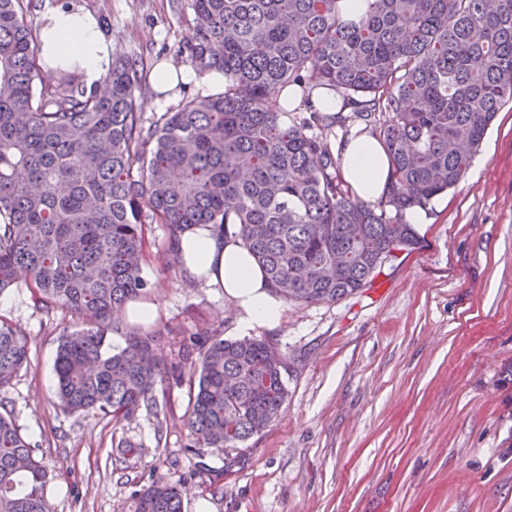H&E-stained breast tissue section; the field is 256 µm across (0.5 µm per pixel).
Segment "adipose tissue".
I'll return each instance as SVG.
<instances>
[{
    "instance_id": "ef3b65f1",
    "label": "adipose tissue",
    "mask_w": 512,
    "mask_h": 512,
    "mask_svg": "<svg viewBox=\"0 0 512 512\" xmlns=\"http://www.w3.org/2000/svg\"><path fill=\"white\" fill-rule=\"evenodd\" d=\"M39 35V57L50 66L75 64L86 88L99 86L109 67V51L92 15L74 8H59ZM341 173L356 196L374 201L385 191L391 166L382 145L366 134L340 145ZM178 260L189 278L222 289L240 314L242 328L273 327L282 316V300L267 287L264 274L235 233L213 225H197L179 236Z\"/></svg>"
}]
</instances>
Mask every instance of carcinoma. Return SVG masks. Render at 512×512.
<instances>
[{
    "mask_svg": "<svg viewBox=\"0 0 512 512\" xmlns=\"http://www.w3.org/2000/svg\"><path fill=\"white\" fill-rule=\"evenodd\" d=\"M195 70L224 93L182 99L146 122L143 58L118 54L102 91L72 68L40 76L33 0H0V291L17 273L38 309L77 320L61 335L57 396L70 415L115 425L158 413L170 381L193 384L189 451L239 448L287 397L264 339L193 333L177 362L140 326L113 349L125 304L151 293L146 231L171 248L196 224L234 225L286 301L355 294L393 251L417 244L403 214L457 185L501 107L512 101V0H368L346 21L338 0H192ZM338 98L329 115L314 92ZM391 163L376 204L353 197L324 132L377 122ZM26 332L0 316V389L28 366ZM48 473L0 414V512H47ZM181 481L133 494V512H182Z\"/></svg>",
    "mask_w": 512,
    "mask_h": 512,
    "instance_id": "cac0c4a2",
    "label": "carcinoma"
}]
</instances>
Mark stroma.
<instances>
[{"label": "stroma", "instance_id": "stroma-1", "mask_svg": "<svg viewBox=\"0 0 512 512\" xmlns=\"http://www.w3.org/2000/svg\"><path fill=\"white\" fill-rule=\"evenodd\" d=\"M71 5L100 23L111 53L143 55L145 117L208 95L178 86L156 102L155 71L185 67L191 0H37L41 27ZM415 247L398 251L360 292L334 303L284 302L275 327L252 334L287 364L288 399L242 447L196 456L189 382L170 383L160 414L114 426L99 411L65 414L54 360L73 321L35 309L24 282L0 292V315L28 335L29 364L0 390L48 474L52 512H129L135 491L182 480L183 512H512V102L489 128L464 178L418 213ZM142 276L157 303L162 359L207 326L242 338L222 289L188 285L162 225L149 226ZM139 443V453L120 448ZM222 474L224 490L210 485Z\"/></svg>", "mask_w": 512, "mask_h": 512}]
</instances>
